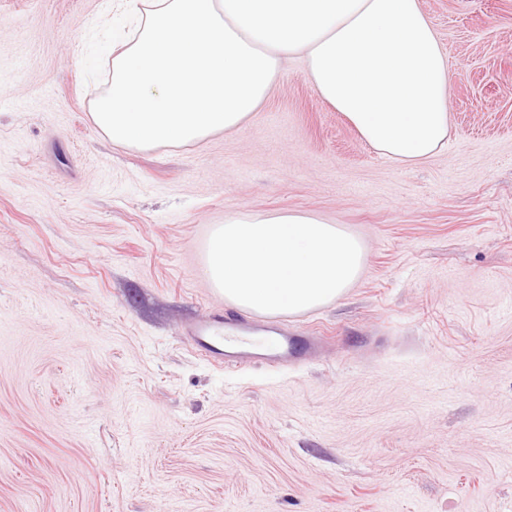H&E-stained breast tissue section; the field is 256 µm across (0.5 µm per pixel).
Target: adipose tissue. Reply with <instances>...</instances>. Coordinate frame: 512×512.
<instances>
[{
	"label": "adipose tissue",
	"instance_id": "1",
	"mask_svg": "<svg viewBox=\"0 0 512 512\" xmlns=\"http://www.w3.org/2000/svg\"><path fill=\"white\" fill-rule=\"evenodd\" d=\"M135 35L112 54L93 118L149 149L240 130L289 56L379 155L412 167L448 145V58L419 0H126ZM362 241L307 211L237 212L214 225L203 268L225 303L269 317L335 302L359 278Z\"/></svg>",
	"mask_w": 512,
	"mask_h": 512
}]
</instances>
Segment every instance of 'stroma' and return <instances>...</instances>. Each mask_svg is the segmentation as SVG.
I'll list each match as a JSON object with an SVG mask.
<instances>
[{"label": "stroma", "mask_w": 512, "mask_h": 512, "mask_svg": "<svg viewBox=\"0 0 512 512\" xmlns=\"http://www.w3.org/2000/svg\"><path fill=\"white\" fill-rule=\"evenodd\" d=\"M450 62L448 148L365 144L288 58L238 132L151 150L92 118L102 0H0V512H512V0H419ZM299 210L365 247L282 316L317 351L219 368L201 249ZM219 324L224 325V321L217 317L196 323L190 329V336L196 351L206 357L216 366L223 367L230 364H242L246 362L245 356L241 355L236 349H230V340H236L233 336L220 330ZM226 341V344H225Z\"/></svg>", "instance_id": "1"}]
</instances>
